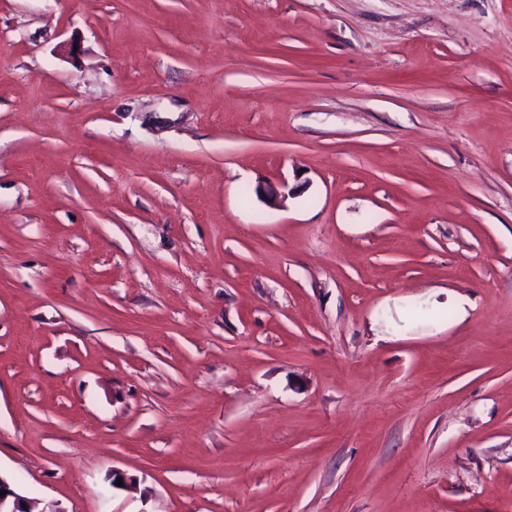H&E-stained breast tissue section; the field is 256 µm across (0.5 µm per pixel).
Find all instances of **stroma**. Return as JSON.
Listing matches in <instances>:
<instances>
[{"label": "stroma", "mask_w": 512, "mask_h": 512, "mask_svg": "<svg viewBox=\"0 0 512 512\" xmlns=\"http://www.w3.org/2000/svg\"><path fill=\"white\" fill-rule=\"evenodd\" d=\"M0 474L512 512V0H0Z\"/></svg>", "instance_id": "35a3bbf8"}]
</instances>
